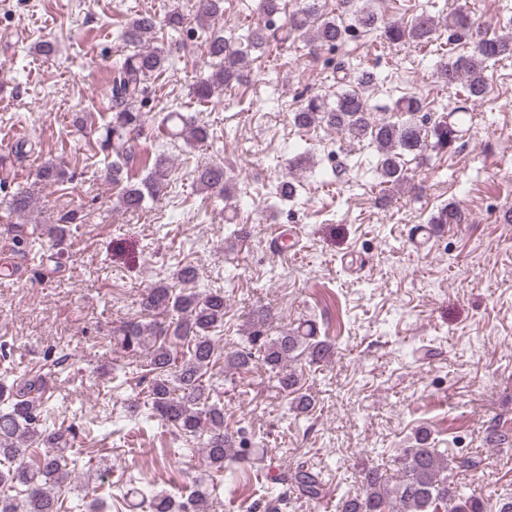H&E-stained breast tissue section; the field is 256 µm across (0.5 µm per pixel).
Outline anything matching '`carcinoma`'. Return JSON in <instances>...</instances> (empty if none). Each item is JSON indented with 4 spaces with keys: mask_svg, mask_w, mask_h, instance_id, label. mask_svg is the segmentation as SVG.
<instances>
[{
    "mask_svg": "<svg viewBox=\"0 0 512 512\" xmlns=\"http://www.w3.org/2000/svg\"><path fill=\"white\" fill-rule=\"evenodd\" d=\"M198 22H207L223 14L224 0H198ZM337 15L326 13L322 0H301V6L283 19L281 0H258L257 22L246 34L227 37L221 29L204 28V45L211 59V73L191 87V95L208 103L221 90L234 86L251 62L252 53L270 46L286 49L305 38L315 54L334 50L356 33L380 32L383 40L397 46L404 43L428 45L436 31L446 26L450 31L467 30L471 50L460 54L450 46L442 53L437 74L448 87L462 85L458 99L448 106V115L468 112L469 106L489 93L488 68L503 59H512V33L487 36L472 29L462 9L440 21L421 13L411 23L389 21L371 5V0H336ZM157 27V19L149 12L133 17L121 30L120 40L137 47V51L115 60L112 65V119L108 123L101 146L112 151L108 177L120 188L119 203L126 209H139L159 193L170 174V159L143 150L136 153L130 144L132 133L143 128L146 113L142 111L145 94L152 77L167 60L160 47L146 45ZM333 79L341 91L329 101L318 95L304 98L292 112L294 125L300 128L327 126L343 133L352 141H366L377 152L376 173L381 182L401 184L406 181L404 158L424 155L432 148L443 149L456 141L459 130L443 119L430 121L425 100L416 95L399 97L389 111L406 115L402 121L378 119L368 106L367 93L379 77L359 64L347 65L329 59ZM179 120L188 128L186 140L204 142L209 139L206 125L197 124L178 111L162 118L165 123ZM434 142H429L428 137ZM150 167L139 182L132 181L134 162ZM196 186L205 192L224 195V167L207 164L195 170ZM147 311H163L174 315L173 326L154 327L129 321L115 340L124 348H145L149 352L148 404L142 423L154 419L175 427L186 437L204 436V456L209 467L218 471L237 466L254 469L259 462L257 449L245 430L232 437L224 432V410L221 392L205 382V375L215 360V344L210 333L224 326V290L179 292L160 283L142 299ZM333 344L318 336L317 327L308 321L279 336H269L264 325L250 328L245 342L225 357L230 370L249 371L260 363L275 387L292 397L294 409L308 413L314 403L301 391L296 373L288 363L302 358L318 365L330 358ZM47 375L31 370L0 378V512H99L100 499L84 495L74 505L64 508L55 488L68 479L77 464L81 448H73L75 435L70 428L49 423V397L46 396ZM489 442L512 444V427L494 425ZM44 446L45 452L35 460L28 458L27 442ZM397 478L390 482L381 467L364 464L358 471L362 492L354 497H340L337 512H512V496L488 504L476 497H461L449 481L455 470L471 471L482 465V458L472 453L447 454L436 448L430 433L421 431L416 446L404 448L395 459ZM282 486L273 498L265 501L264 512H283L290 494L321 501L330 496L321 471L303 465L284 470L271 477ZM22 487L19 495L3 493V488ZM141 502L150 512H207L208 493L202 488L191 491L185 500L167 493L138 491Z\"/></svg>",
    "mask_w": 512,
    "mask_h": 512,
    "instance_id": "carcinoma-1",
    "label": "carcinoma"
}]
</instances>
